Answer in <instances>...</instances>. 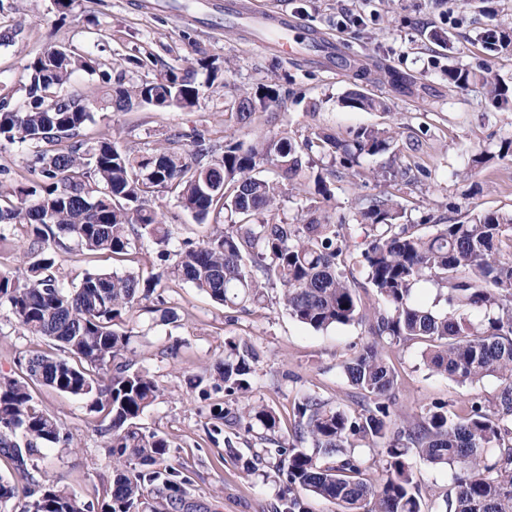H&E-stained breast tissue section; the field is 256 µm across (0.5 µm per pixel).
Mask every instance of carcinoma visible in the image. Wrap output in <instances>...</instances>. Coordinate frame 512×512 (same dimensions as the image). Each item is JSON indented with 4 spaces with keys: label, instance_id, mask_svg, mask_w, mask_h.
Listing matches in <instances>:
<instances>
[{
    "label": "carcinoma",
    "instance_id": "1",
    "mask_svg": "<svg viewBox=\"0 0 512 512\" xmlns=\"http://www.w3.org/2000/svg\"><path fill=\"white\" fill-rule=\"evenodd\" d=\"M490 52L512 48V27L485 32ZM25 99L17 105L0 97V142L21 147L25 168L35 179L4 189L0 184V243L5 231H24L30 246L15 272H0V303L32 336L51 340L62 354L30 352L18 359L19 373L0 380V512L27 498L24 512H94L55 476L35 477L44 447H71L64 424L34 400L40 385L88 399L108 421L103 448L115 473L101 512H190L187 477L168 462V442L146 433L137 420L161 392L158 382L130 369V336L118 326L150 300L161 276L87 270L69 288L57 276L59 237H74L82 250L126 257L135 240L147 239L164 262L175 257L170 274L229 308L259 303L271 283L280 286L288 314L315 330L366 322L369 333L390 344L422 339L429 350L424 364L461 384L486 377L500 381L495 401L473 400L461 413L434 404L413 422H397L389 400L397 378L375 344L346 360L342 369L367 400L359 414L307 395L296 405L299 445L267 449L285 477L286 512H309L303 497L321 499L341 512H427L410 463L417 453L432 465L457 467L453 491L443 512H512V211H484L466 222L439 224L430 234L404 224L393 196L365 197L356 221L364 233L352 245L326 211L317 206L295 224H278L263 215L278 208L280 182L262 176L263 168L294 181L305 158L330 150L345 176L364 174L378 182L398 177L389 165L361 171L362 161L389 152L396 132L362 127L351 139L323 131L298 142L288 135L265 139L244 149L215 144L205 129H195L188 148L175 141L123 151L109 141L94 145L79 138L93 109L123 112L134 102L158 108L188 109L202 86L170 74L157 82L112 87V68L88 55L51 46L26 66ZM78 71L96 74L107 92L67 94ZM448 88L478 90L499 110H512V84L489 67L452 66L444 72ZM359 110L386 104L357 88L345 96ZM233 108L246 122L254 112L251 93L240 94ZM512 158V139L498 154H472L468 164L483 167L494 158ZM336 173L309 176L314 192L333 199ZM170 192L178 207L198 222L213 219V232L197 241L173 244L170 225L151 199ZM360 269L377 299L368 312L359 303L354 269ZM422 282L434 284L448 305L437 313L419 303ZM213 367L214 388L233 394L251 390L255 360L242 341ZM236 423L267 441L278 428L268 406L247 404ZM360 437L385 449L386 463L375 476L349 448Z\"/></svg>",
    "mask_w": 512,
    "mask_h": 512
}]
</instances>
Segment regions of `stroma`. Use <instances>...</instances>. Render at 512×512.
I'll list each match as a JSON object with an SVG mask.
<instances>
[{
    "mask_svg": "<svg viewBox=\"0 0 512 512\" xmlns=\"http://www.w3.org/2000/svg\"><path fill=\"white\" fill-rule=\"evenodd\" d=\"M4 2L0 95H12L15 103L24 99L26 66L52 44L92 55L128 86L174 72L191 74L204 87L190 109L142 103L127 112L95 111L82 139L144 150L175 132L202 126L215 139L247 147L284 132L299 141L319 130L348 139L359 128L385 126L402 136L395 167L404 178L388 187L369 178L332 180L336 201L327 211L332 221L347 223L352 241L363 240L355 225L359 199L385 190L400 203L407 224L462 222L485 210L512 209V160L468 169L471 154L496 151L501 139L512 137V112L495 110L477 93L450 90L444 78L448 66L484 64L512 82V53L492 54L482 42L488 29L512 25V0H262L294 22L287 57L226 23L218 9L221 0H70L64 10L55 0ZM319 39L335 44L334 61L310 50V41ZM134 57L143 59V66L131 65ZM361 69L370 77L359 82L355 74ZM265 85L276 86L279 101L257 107L250 121L237 122L231 107L238 95ZM357 85L386 101L388 111L345 107L344 96ZM65 244L59 277L69 287L88 269L162 276V309L135 311L122 329L130 337L136 369L147 371L161 387L138 425L167 439L171 464L182 466L191 479V500L214 512H278L282 484L273 467L261 463L249 476L241 468L242 461L262 454L264 441L233 424L220 435L211 431L213 407L232 414L238 403L213 392L209 371L223 359L226 342L252 344L259 358L249 398L276 413L274 439L284 445L293 438L294 407L303 395L361 411L364 403L341 365L371 343L366 327L307 328L288 315L275 285L267 288L263 306L225 308L166 274V262L145 240L137 242L132 262L88 257L71 238ZM167 309L176 311V321L164 320ZM53 349L47 339L20 329L8 305L0 304V377L16 375L19 353ZM423 350L416 340L384 348L398 375L390 399L398 416L419 418L435 403L457 411L475 398L494 400L497 379L457 383L428 369ZM197 377L210 390L209 398L188 389L187 379ZM33 396L73 437L72 448L42 449L39 468L62 477L80 500L101 502L112 480V462L101 448L98 415L88 400L46 387H35ZM229 443L239 458L226 454ZM411 463L426 503L436 510L454 488V468L430 465L416 455Z\"/></svg>",
    "mask_w": 512,
    "mask_h": 512,
    "instance_id": "stroma-1",
    "label": "stroma"
}]
</instances>
